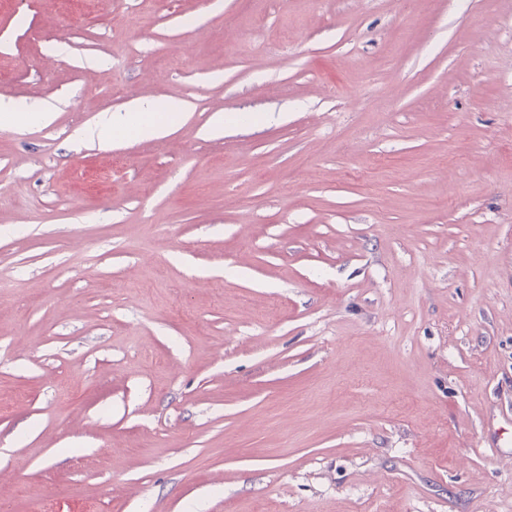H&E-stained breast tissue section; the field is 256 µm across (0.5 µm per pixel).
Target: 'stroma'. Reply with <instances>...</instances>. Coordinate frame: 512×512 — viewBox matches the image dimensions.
Here are the masks:
<instances>
[{"mask_svg": "<svg viewBox=\"0 0 512 512\" xmlns=\"http://www.w3.org/2000/svg\"><path fill=\"white\" fill-rule=\"evenodd\" d=\"M0 102L10 512H512V0H0ZM184 108L181 101L168 100L163 104L143 102L134 106L135 112H102L92 126L77 132L79 139H101L105 132L120 133L126 129H134L141 138H158L170 130L168 123L160 121L158 114H179ZM0 112L5 116L13 117L16 123L27 125H47L55 119V113L36 105H16L14 103H0Z\"/></svg>", "mask_w": 512, "mask_h": 512, "instance_id": "stroma-1", "label": "stroma"}]
</instances>
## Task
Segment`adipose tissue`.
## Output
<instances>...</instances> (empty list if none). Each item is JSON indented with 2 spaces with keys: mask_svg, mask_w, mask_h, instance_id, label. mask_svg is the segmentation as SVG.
Listing matches in <instances>:
<instances>
[{
  "mask_svg": "<svg viewBox=\"0 0 512 512\" xmlns=\"http://www.w3.org/2000/svg\"><path fill=\"white\" fill-rule=\"evenodd\" d=\"M183 107V102L169 100L162 104L157 102L139 103L130 112H104L97 117L92 126L79 130L77 136L81 139H95L102 137L106 132L120 133L132 129L139 137L158 138L169 131L168 124L160 121V114H173L182 110Z\"/></svg>",
  "mask_w": 512,
  "mask_h": 512,
  "instance_id": "1",
  "label": "adipose tissue"
}]
</instances>
